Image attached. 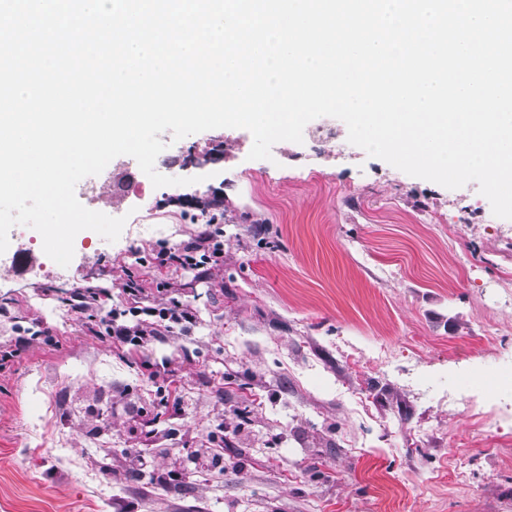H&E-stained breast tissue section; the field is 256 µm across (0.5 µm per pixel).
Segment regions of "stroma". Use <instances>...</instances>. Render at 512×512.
Returning a JSON list of instances; mask_svg holds the SVG:
<instances>
[{
	"instance_id": "obj_1",
	"label": "stroma",
	"mask_w": 512,
	"mask_h": 512,
	"mask_svg": "<svg viewBox=\"0 0 512 512\" xmlns=\"http://www.w3.org/2000/svg\"><path fill=\"white\" fill-rule=\"evenodd\" d=\"M323 123L336 139L279 142L269 161L244 129L163 133L190 183L140 198H113V159L75 192L125 227L107 245L83 231L69 266L13 227L0 345L27 344L0 369V512H512V388L495 380L512 369V220L477 183L410 176ZM216 195L223 266L144 299L187 304L191 329L133 352L88 335L71 292L195 241L187 201ZM149 364L176 369L179 406ZM214 434L220 467L187 472Z\"/></svg>"
}]
</instances>
